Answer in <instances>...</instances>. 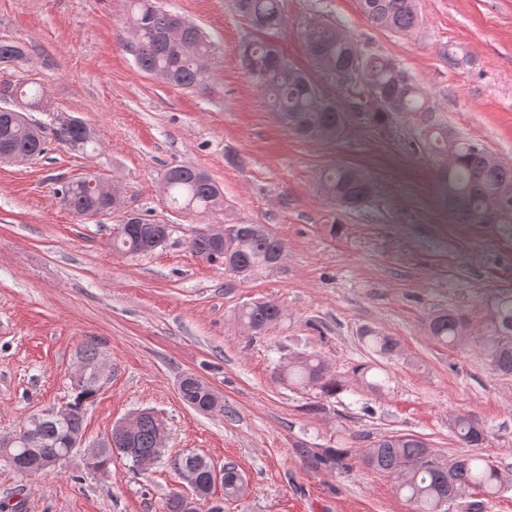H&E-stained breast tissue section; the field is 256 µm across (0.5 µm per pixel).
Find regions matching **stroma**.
Masks as SVG:
<instances>
[{"label": "stroma", "mask_w": 512, "mask_h": 512, "mask_svg": "<svg viewBox=\"0 0 512 512\" xmlns=\"http://www.w3.org/2000/svg\"><path fill=\"white\" fill-rule=\"evenodd\" d=\"M160 2L214 43L198 89L139 69L125 0H0V39L24 51L0 63V86L28 83L48 105L34 115L46 152L0 164V433L72 401L86 341L109 371L86 404L84 441L67 465L26 476L0 461V503L22 502L24 512H160L182 488L178 472L161 463L136 473L116 457L100 474L84 460L86 447L146 408L163 418L169 454L238 466L247 491L233 500L215 491L224 512H411L394 476L314 466L304 449L340 448L354 459L381 436L412 433L445 463L465 450L449 421L466 412L488 431L481 454L512 479V377L493 371L477 340L445 347L424 330L441 307L482 323L483 297L512 287V237L440 208L418 115L302 141L276 122L238 58L239 45L258 34L233 0ZM283 6L277 48L341 111L360 87L328 78L308 55L300 29L313 18L393 59L430 92L454 134L512 164V0H418L422 24L408 35L373 27L357 0ZM446 50L467 56V66L448 68ZM61 112L93 128L94 151L53 138ZM338 164L375 184L369 207L345 212L326 197L320 176ZM179 165L208 172L223 207L204 215L170 207L162 177ZM90 174L147 219L172 225L170 241L146 256L114 252L119 215L84 219L55 194ZM243 221L266 225L286 245L280 269L249 283L230 281L190 248L198 228ZM258 299L279 305L284 318L252 336L237 313ZM366 328L393 337L396 351L371 352ZM311 349L339 373L376 363L392 392L380 398L354 385L319 400L276 379L278 363ZM187 374L223 397V411L201 414L183 402Z\"/></svg>", "instance_id": "obj_1"}]
</instances>
